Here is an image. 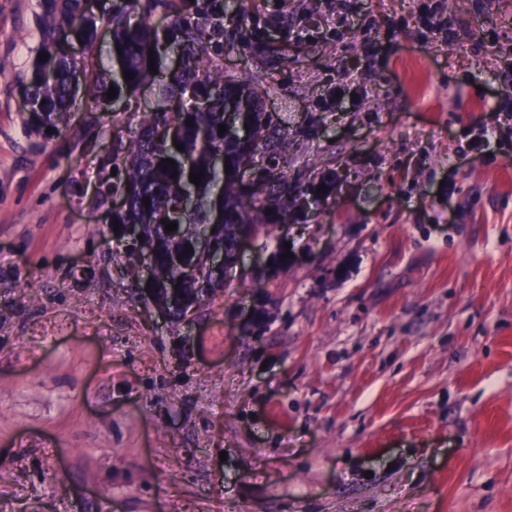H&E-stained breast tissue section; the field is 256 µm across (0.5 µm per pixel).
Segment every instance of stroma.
I'll return each instance as SVG.
<instances>
[{"label": "stroma", "instance_id": "obj_1", "mask_svg": "<svg viewBox=\"0 0 512 512\" xmlns=\"http://www.w3.org/2000/svg\"><path fill=\"white\" fill-rule=\"evenodd\" d=\"M246 5L224 70L336 186L187 324L97 192L157 87L36 130L0 0V512H512V0Z\"/></svg>", "mask_w": 512, "mask_h": 512}]
</instances>
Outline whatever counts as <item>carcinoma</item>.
Wrapping results in <instances>:
<instances>
[{"mask_svg": "<svg viewBox=\"0 0 512 512\" xmlns=\"http://www.w3.org/2000/svg\"><path fill=\"white\" fill-rule=\"evenodd\" d=\"M85 0H43L40 16V52L43 60L33 63L27 87L31 99L32 124L40 130L67 128L73 106L77 65L66 50L67 31L79 25V32L89 50H94L95 34L101 25L112 28V86L117 94L136 93L143 85L157 83L164 104L145 112L138 130L128 144L114 152L115 176L104 181L106 194L125 196L123 208L112 213L120 224H144L157 241V251L147 283L151 297L173 313L203 294L216 291L222 283L198 285L178 281L180 267L173 261L178 255L188 263L202 264L187 241L175 231L165 230L161 220L181 215V223L214 229L213 236L224 248V261H236L237 229L241 224L257 225L261 236L270 237L271 228L293 220L291 208L297 202L307 208L329 197L336 178L327 177L326 191L314 184L292 183L278 170L279 160L288 154V129L270 127L263 112V99L248 85L224 74L220 57L207 50L206 37L224 35V7L243 9L240 0H201L194 19L185 14L182 0H113L112 11L104 15L86 12ZM162 14L167 24L158 28L153 16ZM170 45L181 58V67L159 80L148 69V57L158 65V46ZM133 72L130 79L123 72ZM83 96L106 108L109 86L90 74H84ZM233 100L245 102L242 109L229 111ZM192 123H187V118ZM246 125L251 137L230 141L218 134V125ZM175 132L183 150L168 149L170 132ZM220 154L223 163L215 162ZM264 156L271 165L264 176V197L247 192L235 179L239 170L252 169L256 156ZM170 158L174 164H165ZM230 171H225V163ZM201 172L197 185L189 181L190 172ZM149 202H144V199Z\"/></svg>", "mask_w": 512, "mask_h": 512, "instance_id": "carcinoma-1", "label": "carcinoma"}]
</instances>
